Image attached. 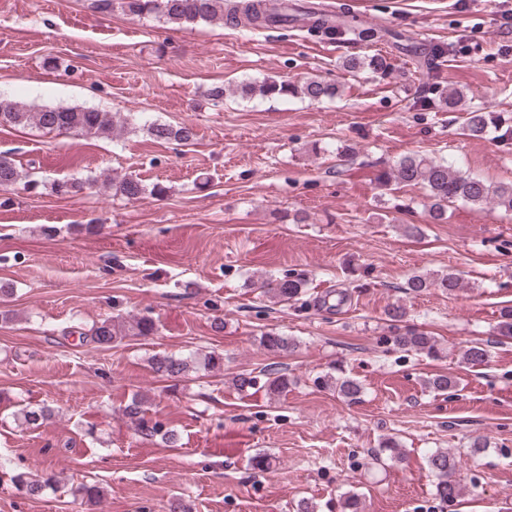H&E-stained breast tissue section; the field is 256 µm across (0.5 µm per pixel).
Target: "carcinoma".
<instances>
[{"label":"carcinoma","instance_id":"obj_1","mask_svg":"<svg viewBox=\"0 0 512 512\" xmlns=\"http://www.w3.org/2000/svg\"><path fill=\"white\" fill-rule=\"evenodd\" d=\"M95 6L101 11H110L119 7L122 11L135 16L155 14L173 24H197L225 20L231 24L244 18L255 29H265L258 22L261 13L260 4H245L240 0H95ZM351 71L369 70L381 75L390 74L391 64L382 54L351 56L343 62ZM336 84L318 77L301 81L265 78L260 82H245L238 93L245 98L259 96L275 98L293 96L305 98L311 102L336 97ZM126 121L116 119L110 112H100L80 106L39 107L17 102L0 101V127L35 126L47 132L75 134L77 136H99L115 133L124 127ZM499 128L496 116L492 112L479 109L466 113L464 119L465 134L473 138L484 137L489 128ZM150 134L158 141L187 143L194 139V128L189 125L173 127L167 124H154L149 127ZM379 184L387 186L393 182L409 187H418L424 191L427 199V213L432 224H442L448 219V206L463 202L473 206L492 205L506 212H512V182L490 183L470 172L461 171L446 158L428 157L423 154L403 156L393 164L383 168L378 175ZM24 183L34 188L38 181L19 171L13 160L0 154V188L5 189ZM109 187L114 195L128 200H136L145 193L142 183L131 177L111 178ZM256 288L265 296L278 302H288L300 298L305 293L307 281L299 275L283 277L264 276L254 282ZM460 274L453 270L436 273L414 274L407 281V287L415 293H423L431 288H439L450 293L460 288ZM387 316L394 330L390 337L392 345L406 352L424 354L429 358H438L441 354L438 341L422 331L398 325L405 316L400 305L388 308ZM498 335L512 338V306L500 309L497 323ZM123 326L114 320H105L90 329L84 337L103 348H109L117 337L122 335ZM264 349L286 354L297 347L295 339L279 333H266L260 337ZM464 362L470 367H480L488 362V350L485 344L475 342L464 353ZM153 370L163 377L176 379L184 377L190 369L189 358L158 356L152 360ZM425 385L437 394H445L454 387V381L445 374H437L425 381ZM288 387V376L278 370H270L267 390L279 394ZM336 390L347 400H356L362 393L361 383L349 376L336 379ZM145 400L135 397L124 408L131 427L136 435L145 439L159 438L166 443L176 442L174 433L164 429L163 425L147 417L143 408ZM23 423L30 426L43 424L51 417V411L45 407L38 409L27 406L20 409ZM428 466L435 477L437 496L444 502L454 504L461 495V484L455 474L458 469L456 456L449 451L437 450L428 457ZM16 488L29 496H38L44 489L56 484L49 477H38L25 472L11 476Z\"/></svg>","mask_w":512,"mask_h":512}]
</instances>
